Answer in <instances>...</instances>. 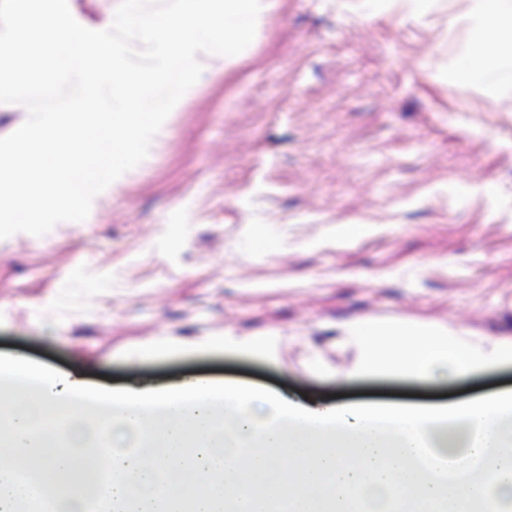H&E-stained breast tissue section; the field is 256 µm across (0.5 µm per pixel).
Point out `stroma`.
<instances>
[{
    "label": "stroma",
    "mask_w": 512,
    "mask_h": 512,
    "mask_svg": "<svg viewBox=\"0 0 512 512\" xmlns=\"http://www.w3.org/2000/svg\"><path fill=\"white\" fill-rule=\"evenodd\" d=\"M470 27L457 0L420 17L275 0L85 221L0 240V359L115 388L198 374L342 404L512 392L511 360L417 380L362 370L342 340L347 323L391 319L512 339V65L492 89L453 84Z\"/></svg>",
    "instance_id": "stroma-1"
}]
</instances>
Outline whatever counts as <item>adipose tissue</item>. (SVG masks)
<instances>
[{"mask_svg":"<svg viewBox=\"0 0 512 512\" xmlns=\"http://www.w3.org/2000/svg\"><path fill=\"white\" fill-rule=\"evenodd\" d=\"M473 20L455 75L492 83L512 58V0H462ZM364 370L455 380L512 359L431 322L353 323ZM0 447L67 480L89 469L93 495L58 496L0 461V512L28 499L54 512H512V394L443 409L322 408L206 378L91 388L76 375L0 361ZM166 478L162 490L151 475Z\"/></svg>","mask_w":512,"mask_h":512,"instance_id":"1","label":"adipose tissue"}]
</instances>
